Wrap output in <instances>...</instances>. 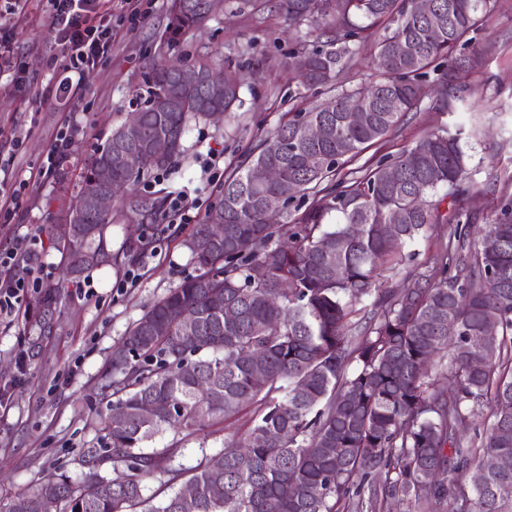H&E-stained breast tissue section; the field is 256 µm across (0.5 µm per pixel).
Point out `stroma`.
<instances>
[{
    "mask_svg": "<svg viewBox=\"0 0 512 512\" xmlns=\"http://www.w3.org/2000/svg\"><path fill=\"white\" fill-rule=\"evenodd\" d=\"M170 0H141L142 16L131 22L120 0L112 2V51L85 80L81 100L67 105L42 99L40 93L64 64L50 27L48 0H30L26 14L5 16L14 36L15 61L26 72L28 87L16 90L0 78V127L20 133L12 179L24 183L10 217L0 216V246L23 235H41L50 221L48 200L53 179H31L49 150L62 120L75 129L69 161L81 167L105 136L121 125L135 102L134 87L143 85L152 63L182 59L214 63L231 59L245 78L243 105L218 121H190L183 152L167 172L145 176L125 192L127 201L159 197L170 186L184 189L193 216L200 217L220 199L224 177L252 147L273 130L285 113L308 108L310 98H293V84L281 59L292 45L285 24L273 9L263 22L250 11L218 7L178 42L165 35ZM471 47L484 63L466 75L473 93L460 111L440 112L429 103L407 113L381 151L396 155L427 133L463 129L461 145L475 193L463 206L485 214L501 195L512 194V0L497 8ZM163 226L148 251L119 266L86 270V288L64 285L65 260L45 245L40 262L57 301L48 320L37 309L0 320V496L24 490L54 469L78 475L76 460L95 439L91 424L105 411L101 386L111 370L112 348L129 325L195 267L185 241L191 225L162 214ZM135 282H127L128 273Z\"/></svg>",
    "mask_w": 512,
    "mask_h": 512,
    "instance_id": "obj_1",
    "label": "stroma"
}]
</instances>
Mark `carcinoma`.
Returning a JSON list of instances; mask_svg holds the SVG:
<instances>
[{
    "instance_id": "1",
    "label": "carcinoma",
    "mask_w": 512,
    "mask_h": 512,
    "mask_svg": "<svg viewBox=\"0 0 512 512\" xmlns=\"http://www.w3.org/2000/svg\"><path fill=\"white\" fill-rule=\"evenodd\" d=\"M182 2L169 12L170 42L207 17L206 0ZM434 2L422 15L414 0H276L294 30L284 67L299 79L297 94L332 96L288 113L257 140L187 240L197 274L155 301L113 347L107 410L124 419L98 415V436L76 462L81 479L50 472L1 500L0 512H38L41 499L55 500L57 512H390L396 503L404 512H512V468L483 465L491 454L512 459V194L501 196L480 243L460 229L424 271L391 289L384 273L416 260L405 248L443 223V202L455 223L476 221L461 206L475 187L462 129L348 168L425 98L450 112L464 102L457 74L483 65L465 49L496 0ZM367 43L378 79L339 88L354 48ZM224 77L217 99L204 86L185 89L174 68L153 63L133 90L144 114L138 137H106L80 181L127 149L143 161L136 170L112 167L123 188L167 168L190 121L242 106L244 78L230 61ZM317 124L329 135L310 138ZM172 127L177 139L158 162L148 146ZM259 163L283 169L284 182H253ZM69 174L64 159L56 199L65 206L49 235L76 279L91 268L84 253L98 251L105 263L112 257V214L85 209L82 222L97 233L61 244L59 225L82 196L70 191ZM166 200L135 205L140 224L156 220ZM272 203L285 223H266ZM396 211L404 219L388 237L383 226ZM211 224L224 225V238L210 236ZM150 243L130 237L124 256ZM185 311L196 316L189 331L179 321ZM443 355L446 382L431 370ZM146 401L168 409L146 420ZM224 431V447L238 452L224 455L221 469L206 455L193 468L173 466L183 441ZM168 433L171 443L149 447ZM109 465L126 473L109 480L101 475ZM157 476L159 488L145 496L144 480ZM217 483L219 496L211 492ZM187 486L195 488L190 499Z\"/></svg>"
}]
</instances>
